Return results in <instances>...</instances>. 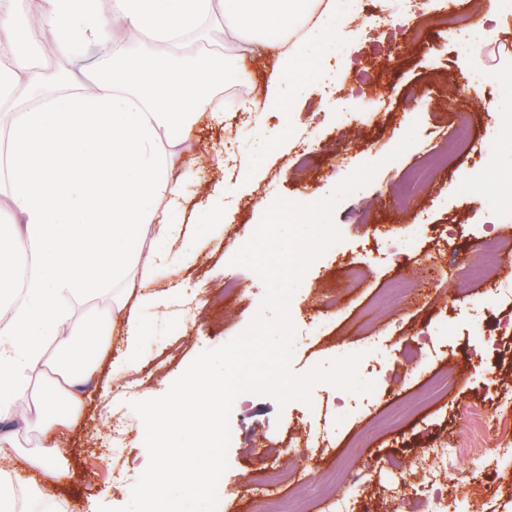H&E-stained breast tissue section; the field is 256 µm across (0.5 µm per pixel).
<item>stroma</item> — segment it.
Listing matches in <instances>:
<instances>
[{
	"mask_svg": "<svg viewBox=\"0 0 512 512\" xmlns=\"http://www.w3.org/2000/svg\"><path fill=\"white\" fill-rule=\"evenodd\" d=\"M439 14L426 11L428 24L417 37L400 17L376 34L359 32L351 42L336 43L326 55L331 68L347 76L340 95L319 86L313 58L298 75L285 76L276 107L247 120L242 113L255 99L250 89L266 88L278 53L254 57L246 40L225 35L223 15H212L197 39L198 53L226 63L228 84L219 91L224 118H202L179 143L157 139L188 194L174 246L177 264L151 276L155 300L141 309L138 364L123 361L126 336L116 334L83 412L61 428L65 477L39 487L34 473L17 468L27 512H117L129 503L112 471L120 469L125 483L135 484L148 454L132 404L165 394L201 352L242 334L259 312L263 280L232 259L266 210L279 198L317 202L359 166L377 160L382 166L373 181L336 207L342 239L304 272L287 314L295 374L357 353L360 376L378 388L358 394L319 382L308 400L283 404L270 395L240 394L230 414L238 443L227 451L216 494L240 503V512H261L260 500L245 492L247 479L264 467L257 450L287 438L292 426L327 431L328 455L303 460L299 469L316 483L335 474L341 495L352 488L349 459L369 462L388 485L406 479L409 464L429 444L468 425L467 404L478 403L486 422L496 419L500 398L512 393V305L484 303L490 332H474L468 318L474 303L484 302L487 286L463 281L461 265L480 244L512 237L499 190L512 177V126H500L496 117L497 110L512 109V85L496 79L501 69L512 68V15L500 16L492 36L461 53L447 27L436 23ZM99 47L83 44L79 68L66 71V85L45 89L44 98L72 93L110 70L112 60ZM366 66L373 69L370 86L359 79ZM470 73L479 75L482 94L457 99L451 90ZM460 113L469 114L481 154L460 156L428 188L413 187L409 175L424 165L425 143L436 127L454 126ZM412 126L416 143L385 162ZM481 170L487 173L482 191L462 198L457 185ZM228 224L238 227L236 242L226 239ZM439 252L456 257L458 269L430 267L428 256ZM352 267L362 272L355 285L348 282ZM230 274L238 286L228 298L224 279ZM172 277L178 285L170 289ZM408 345L420 348L422 359L405 376L398 363ZM115 416L127 425L117 462L106 440Z\"/></svg>",
	"mask_w": 512,
	"mask_h": 512,
	"instance_id": "obj_1",
	"label": "stroma"
}]
</instances>
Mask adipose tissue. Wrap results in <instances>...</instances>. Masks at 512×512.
I'll return each instance as SVG.
<instances>
[{"label":"adipose tissue","instance_id":"adipose-tissue-1","mask_svg":"<svg viewBox=\"0 0 512 512\" xmlns=\"http://www.w3.org/2000/svg\"><path fill=\"white\" fill-rule=\"evenodd\" d=\"M121 21L148 26L156 39L173 40L198 27L220 5L231 35L249 36L253 51L280 49L269 77L297 71L330 39L344 34L355 12L352 0H116ZM48 32L64 49L106 41L98 0H47ZM14 0H0V46L11 62L0 68V101L26 86L39 94L41 75L13 37ZM224 72L212 57L188 68L158 70L149 57H132L104 74L96 90L63 95L17 114L11 125L6 176L21 223L0 225V414L15 427L0 432V512H18L19 490L3 460L19 456L42 481L59 479L66 450L56 436L76 416L98 359L108 351L116 326L126 335L141 329L139 308L152 300L145 284L130 280L133 263L144 273L170 265L169 250L142 254L147 227L175 238L184 187L156 148L158 131L182 140L200 110L211 105ZM166 209H158V199ZM22 252L32 267L24 292L14 288L5 254ZM126 281L120 301L104 315L72 326L73 300ZM33 386V402L16 393ZM35 432L39 445L24 447L20 432Z\"/></svg>","mask_w":512,"mask_h":512}]
</instances>
